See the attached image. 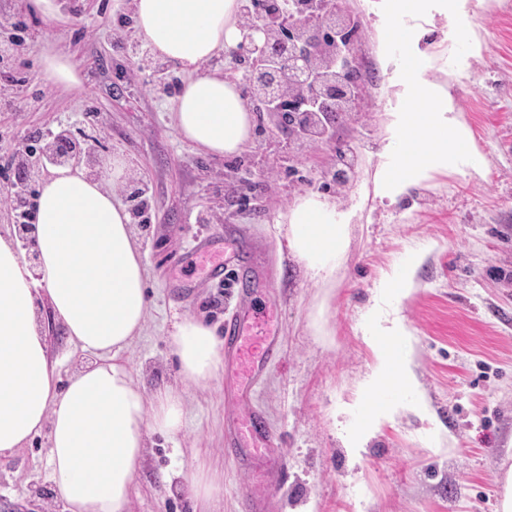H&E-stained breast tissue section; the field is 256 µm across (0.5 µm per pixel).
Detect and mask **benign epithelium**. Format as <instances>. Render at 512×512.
<instances>
[{
	"instance_id": "obj_1",
	"label": "benign epithelium",
	"mask_w": 512,
	"mask_h": 512,
	"mask_svg": "<svg viewBox=\"0 0 512 512\" xmlns=\"http://www.w3.org/2000/svg\"><path fill=\"white\" fill-rule=\"evenodd\" d=\"M350 22L344 0H333L329 10L321 9L318 0H293L287 11L249 0L241 15L243 40L224 53L231 64L228 73H238L239 61L248 60L242 84L250 106L259 107L291 138H322L356 107L357 54L345 38ZM63 141L46 147L49 163L79 159L80 151L62 148Z\"/></svg>"
}]
</instances>
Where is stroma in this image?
Instances as JSON below:
<instances>
[{"instance_id": "obj_1", "label": "stroma", "mask_w": 512, "mask_h": 512, "mask_svg": "<svg viewBox=\"0 0 512 512\" xmlns=\"http://www.w3.org/2000/svg\"><path fill=\"white\" fill-rule=\"evenodd\" d=\"M45 18L32 0H0V23L20 20L23 83L0 81L36 110L0 112V163L24 156L29 136L69 131L88 152L80 162L114 192L131 219L149 274L145 329L126 355L146 393L172 388L184 399L183 431L149 434L130 492L129 512H199L190 490L194 463L209 459L223 482L209 512H240L250 491L269 512H496L501 464L512 456V0H493L475 31L483 49L465 73L454 60L467 44L440 49L432 78L450 87L486 160L485 179L439 175L392 203L374 193L390 120L382 35L392 23L380 0H348L355 15L364 99L332 139L289 143L253 115V134L235 156L214 158L181 139L173 102L186 75L151 91V47L137 34L131 0H60ZM65 49L81 86L65 91L39 77L46 44ZM125 174L112 178L113 160ZM347 170L348 187L336 180ZM350 214L349 246L329 274L317 276L289 247L279 215L307 199ZM207 235L216 251L244 257L240 288L205 279L192 250ZM420 255L409 297L389 306L411 333L412 368L433 415L401 409L359 456L344 446L334 406L354 398L374 364L365 315L385 273ZM186 280L183 288L174 279ZM273 313L281 346L254 395L282 442L285 480L245 477L224 456V419L234 405L224 378L185 382L170 335L183 317L215 331L237 305ZM49 351L70 376L90 354L52 323ZM48 438L0 456V512H62L49 479Z\"/></svg>"}]
</instances>
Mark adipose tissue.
<instances>
[{"label":"adipose tissue","instance_id":"adipose-tissue-1","mask_svg":"<svg viewBox=\"0 0 512 512\" xmlns=\"http://www.w3.org/2000/svg\"><path fill=\"white\" fill-rule=\"evenodd\" d=\"M487 0H384L397 17L391 37L406 57L396 85L386 132L390 158L376 175V196L395 202L437 175L481 178L483 154L459 119L452 94L428 77L426 25L442 18L466 37L467 55L455 66L466 71L482 44L475 20ZM139 35L160 57L188 74L174 105L181 138L221 158L239 154L252 135L253 116L239 79L206 70L217 52L242 40L240 0H132ZM288 245L309 268L331 270L349 243V227L335 211L310 200L284 216ZM37 255L28 266L19 246L0 235V456L24 448L40 433L49 440L50 480L63 512H127L130 488L154 430L173 437L185 425L180 393L147 396L122 359L141 335L148 311V275L131 231L130 217L114 193L84 168H56L39 187ZM46 296L70 341L94 360L61 379L37 314ZM368 344L374 364L354 402L338 413L345 445L360 452L398 412L394 385L411 394L412 411L428 417L407 352L402 318L371 316ZM181 376L205 383L224 368V343L201 320L184 317L171 334Z\"/></svg>","mask_w":512,"mask_h":512}]
</instances>
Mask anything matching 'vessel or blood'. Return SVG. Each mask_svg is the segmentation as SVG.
I'll use <instances>...</instances> for the list:
<instances>
[{"mask_svg":"<svg viewBox=\"0 0 512 512\" xmlns=\"http://www.w3.org/2000/svg\"><path fill=\"white\" fill-rule=\"evenodd\" d=\"M194 251L211 281L228 280L241 263L239 256L211 252L208 239L202 236L197 237ZM279 354L276 332L266 320L244 310L225 321L224 358L239 374L234 399L245 412L227 417L224 452L233 457L241 472L261 469L271 479L283 477L285 472L281 438L251 404L253 389L261 381L266 364Z\"/></svg>","mask_w":512,"mask_h":512,"instance_id":"vessel-or-blood-1","label":"vessel or blood"}]
</instances>
